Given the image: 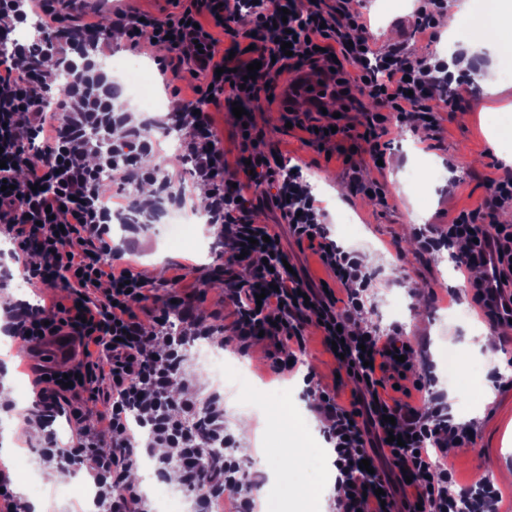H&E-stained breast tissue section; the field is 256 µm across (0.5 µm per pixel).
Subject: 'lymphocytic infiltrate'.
Returning <instances> with one entry per match:
<instances>
[{
    "mask_svg": "<svg viewBox=\"0 0 512 512\" xmlns=\"http://www.w3.org/2000/svg\"><path fill=\"white\" fill-rule=\"evenodd\" d=\"M176 13L159 18L134 4L115 10L111 25L130 48L139 50L152 38L160 72L194 83L196 100L182 112L163 118L166 126L183 125L181 149L191 161L195 182L204 188L209 222L230 249L215 259L224 277V301L234 309L232 342L265 336L278 345L275 373L305 351V331L319 329L325 343H337L341 367L357 384L350 404L308 384L323 435L334 455L336 486L348 496L347 512H498L499 492L486 479L466 488L465 497L449 494L454 477L438 467L436 455L449 442L473 444V426L456 423L437 396L414 405L390 395L395 375L414 377L417 351L398 327L387 332L361 326L364 294L372 282L364 258L344 250L320 227L322 213L302 172H284L277 153L262 133L242 137L243 157L228 167L212 110L239 103L254 111L281 76L307 70L334 81V91L351 102L369 100L360 136L361 159L345 154L346 181L356 195L386 197L383 184L366 178L368 162L384 158L382 137L391 128L409 126L439 138L444 120L459 108L467 74H453L447 60L430 53L418 58L397 42L377 50L363 13L351 0H172ZM35 22L42 35L31 45L17 42V25ZM231 39V54H218L215 31ZM291 43L284 52L283 43ZM0 234L13 244L12 260L30 283L53 288L51 305L19 303L7 311L9 333L35 346L55 336L72 337L78 352L62 371L67 383L47 377L36 393L28 424L46 428L56 415L74 424L71 440L58 444L46 436L41 450L45 467L64 464L86 470L93 478L104 512H149L148 500L127 485V471L140 446L161 449L160 472L178 471L193 493L195 512H215L230 502L232 512H259L248 490L249 474L234 454L236 441L224 428V405L200 397L184 369V352L200 338L223 334V325L198 309L196 292L184 291L188 268L167 279L166 298H157L155 281L124 259L136 249L112 244V210L97 184L110 172L126 185L155 183L158 193L173 195L172 176L150 166L152 139L146 128L130 125L116 110L111 85L94 89L92 52L106 47L98 24L87 22L83 0H0ZM75 52L84 63L82 79L67 98L57 99L45 65L66 62ZM260 62L256 78L247 66ZM276 191L272 209L296 239L316 238V252L346 293L337 298L323 285L283 264L286 253L278 234L252 220L248 195L264 183ZM512 209V174L490 179L477 206L460 211L443 225L425 224L415 237L425 253L465 243L459 268L473 272L472 301L490 326L512 320V224L500 213ZM248 270L239 277L238 267ZM144 307L136 313L134 304ZM149 317L151 328L141 319ZM179 329H172V322ZM138 411L147 428L146 443L129 429L127 415ZM404 435V444L391 435ZM369 469H360L361 460ZM384 497H377L376 489Z\"/></svg>",
    "mask_w": 512,
    "mask_h": 512,
    "instance_id": "lymphocytic-infiltrate-1",
    "label": "lymphocytic infiltrate"
}]
</instances>
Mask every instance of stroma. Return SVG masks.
Listing matches in <instances>:
<instances>
[{
    "label": "stroma",
    "instance_id": "35a3bbf8",
    "mask_svg": "<svg viewBox=\"0 0 512 512\" xmlns=\"http://www.w3.org/2000/svg\"><path fill=\"white\" fill-rule=\"evenodd\" d=\"M356 9L366 12L372 30L379 34L380 44L398 39L392 27L399 15L415 7L414 0H403L400 11H391L385 0H357ZM512 106V57L501 59L495 70L485 71L463 106L446 126L443 137L426 140L404 128H392L386 150L385 170L370 169V177L385 183L386 204L351 196L342 174L340 155L328 154L307 131L288 127V115L281 105L261 107L258 127L269 144L278 148L284 158L300 161L308 180L320 181L314 197L325 211L324 223L329 237L343 248L360 250L373 275L366 296L364 319L379 329H386V303L393 298L404 299L406 317L403 331L415 343L419 359L427 370V383L437 395L447 398L448 411L455 422L473 423V447L456 449L453 456L441 459V466L454 471L457 486L463 487L481 476L492 475L503 493L501 508L512 512V481L493 476L494 467L512 469V378L500 375L494 353L482 358H469L468 331L482 327L481 317L472 307L469 289L455 287L464 272L455 264L456 254L442 250L434 255L421 253L413 238V215L421 213L426 224H445L463 208L476 206L487 194L486 181L502 175V155L512 154V136L497 137L495 112ZM431 171L422 186L410 185L406 176L418 163ZM354 215L359 232L350 237L343 233L339 218ZM252 216L264 224L275 225L283 234V246L293 262L304 269L314 281L328 279L329 273L318 255L310 249H298L287 239L288 228L280 224L278 214L266 206L256 207ZM199 246L188 252L169 247L159 228L140 234L139 246L130 263L135 270L163 283L169 264L188 266L211 263L210 246L214 241L210 225L195 228ZM268 341L253 342L247 349L235 350L236 362L244 365L248 375L241 382L239 397H225L226 426H233L238 415L261 418L273 406L288 409L287 428H273V444L287 446L289 438L303 440L307 446L318 447L316 438L322 426L313 410V403L296 375L276 376L270 369ZM29 349L18 339L0 340V366L10 369L12 383L24 386L22 404H30V384L34 374L30 368ZM300 364L313 372L321 387L341 405H349L354 382L341 375L339 366L327 351L323 337L316 328H308L306 352ZM493 383L495 397L477 414L479 396L486 383ZM14 409L0 411L10 419L11 428L0 425V434L11 448L8 459H0V468L8 473L15 489H23L18 469L19 455H26L29 468L44 487L41 497L47 512H79L80 500L55 494L60 478L57 471L43 469L39 454L41 442L30 436L27 422H14Z\"/></svg>",
    "mask_w": 512,
    "mask_h": 512
}]
</instances>
